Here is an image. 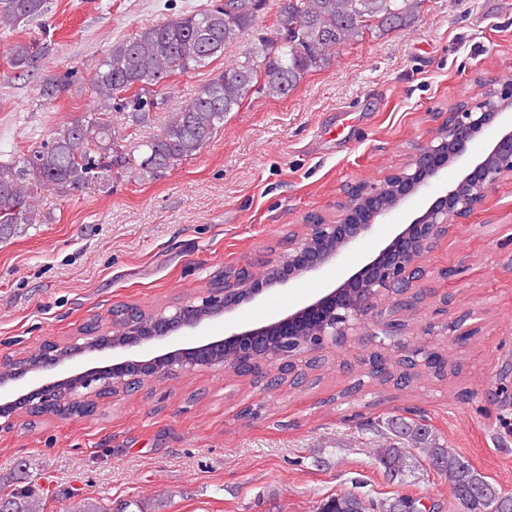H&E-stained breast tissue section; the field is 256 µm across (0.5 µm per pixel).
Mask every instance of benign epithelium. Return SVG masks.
Masks as SVG:
<instances>
[{
    "instance_id": "1",
    "label": "benign epithelium",
    "mask_w": 512,
    "mask_h": 512,
    "mask_svg": "<svg viewBox=\"0 0 512 512\" xmlns=\"http://www.w3.org/2000/svg\"><path fill=\"white\" fill-rule=\"evenodd\" d=\"M491 129L495 135L485 153L466 158L468 143ZM459 162L461 177L335 289L271 324L184 346L207 322L255 300L271 286L325 272L376 224ZM507 177H512L511 82L492 84L476 102L448 113V120L416 149L403 169L377 183L346 185L336 216H306L308 231L290 239L284 252L266 262L262 274L241 276L214 289L198 304L187 301L169 314L160 311L150 326L138 324L128 311L122 321L112 322L110 335L85 333L63 345H41L34 362L11 366L0 374V388L12 386L18 391L15 399L0 403V429H10L20 411L41 407L60 413L105 388L120 392L134 379L148 384L195 368H225L229 366L226 350L235 352L236 367L258 379L268 365L296 369L297 361L308 354L362 338L377 353L392 352L418 367L431 368L436 363L435 326L411 338L401 320L385 316L370 327L368 316L382 309L387 298L408 292L421 272L424 252L464 223L483 204L489 190ZM103 350L112 351V364L80 373L65 369L74 357ZM31 373L42 374L45 382L26 384Z\"/></svg>"
}]
</instances>
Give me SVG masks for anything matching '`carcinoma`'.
<instances>
[{"label":"carcinoma","instance_id":"1","mask_svg":"<svg viewBox=\"0 0 512 512\" xmlns=\"http://www.w3.org/2000/svg\"><path fill=\"white\" fill-rule=\"evenodd\" d=\"M424 0H279V23L257 25L267 0H224L213 7L145 25L112 44L94 66L96 104L80 118L58 126L49 140L18 159L0 163V237L50 219L44 195L66 196L104 184L113 154L118 168L145 179L177 169L224 128V121L253 95L279 99L340 52L363 40L405 28ZM47 0H0V27L38 20ZM252 48L214 74L187 104L168 115L158 133L140 139L129 130L152 122L170 95L168 80L209 65L232 50L244 34ZM45 54L38 42H15L9 66L17 73L37 67ZM373 454L387 475L404 478L415 456L437 460L460 512H500L512 494L478 473L466 457L448 447L421 414L391 418L377 431ZM7 512H43L41 501L25 494L4 500ZM379 500L359 492L328 498L318 512H378Z\"/></svg>","mask_w":512,"mask_h":512}]
</instances>
